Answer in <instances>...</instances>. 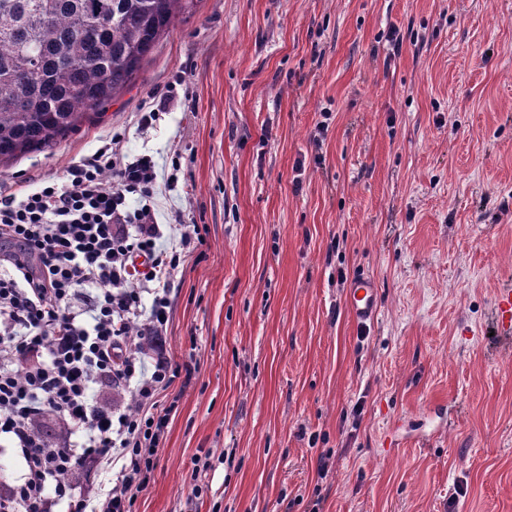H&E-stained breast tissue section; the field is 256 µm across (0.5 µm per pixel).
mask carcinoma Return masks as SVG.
Returning <instances> with one entry per match:
<instances>
[{"label":"carcinoma","mask_w":512,"mask_h":512,"mask_svg":"<svg viewBox=\"0 0 512 512\" xmlns=\"http://www.w3.org/2000/svg\"><path fill=\"white\" fill-rule=\"evenodd\" d=\"M193 7L194 0H0V163L76 131Z\"/></svg>","instance_id":"carcinoma-1"}]
</instances>
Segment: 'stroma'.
Wrapping results in <instances>:
<instances>
[{
	"mask_svg": "<svg viewBox=\"0 0 512 512\" xmlns=\"http://www.w3.org/2000/svg\"><path fill=\"white\" fill-rule=\"evenodd\" d=\"M111 143L156 161L159 223L207 229L158 347L198 373L132 512L197 483V512H512V0H197L0 193ZM347 310L361 323L374 320L378 313L377 286L370 277L351 282L345 296ZM492 323L501 336L511 338L512 334V288H500L495 296L491 311Z\"/></svg>",
	"mask_w": 512,
	"mask_h": 512,
	"instance_id": "35a3bbf8",
	"label": "stroma"
}]
</instances>
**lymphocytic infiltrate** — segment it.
<instances>
[{
	"mask_svg": "<svg viewBox=\"0 0 512 512\" xmlns=\"http://www.w3.org/2000/svg\"><path fill=\"white\" fill-rule=\"evenodd\" d=\"M153 157L127 162L105 146L72 164L62 181L0 196V437L25 472L0 496V512H132L152 479L193 361L123 355L134 325L162 336L173 276L205 243L199 225L157 221ZM132 389L134 409L98 400L100 386ZM51 418L63 432L37 425ZM115 463L112 488L76 494L67 476Z\"/></svg>",
	"mask_w": 512,
	"mask_h": 512,
	"instance_id": "f902f5d3",
	"label": "lymphocytic infiltrate"
}]
</instances>
